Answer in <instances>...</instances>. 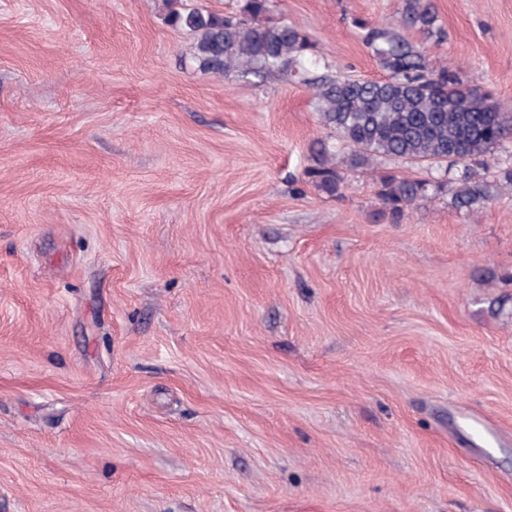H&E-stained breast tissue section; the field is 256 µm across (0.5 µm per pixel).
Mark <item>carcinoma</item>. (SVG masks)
I'll use <instances>...</instances> for the list:
<instances>
[{
	"label": "carcinoma",
	"mask_w": 512,
	"mask_h": 512,
	"mask_svg": "<svg viewBox=\"0 0 512 512\" xmlns=\"http://www.w3.org/2000/svg\"><path fill=\"white\" fill-rule=\"evenodd\" d=\"M268 11V0H244L237 13L173 9L167 21L193 33L194 59L203 71L244 76L282 72L311 86L322 122L350 149V167L363 168L377 157H391L456 168L450 181L442 175L433 180L381 177L377 196L382 213L393 224L427 197L431 187L451 194L455 209L468 215L512 191V170L491 182L476 169L484 157L512 140V108L495 100L491 91L470 86L448 67L434 64L395 26L363 21L356 22L363 42L387 77L311 78L318 63L315 44L296 28L260 22ZM436 22L430 0H405L404 27L438 36L441 28ZM327 154L326 144H320V156L305 176L318 190L336 196L345 177Z\"/></svg>",
	"instance_id": "1"
}]
</instances>
